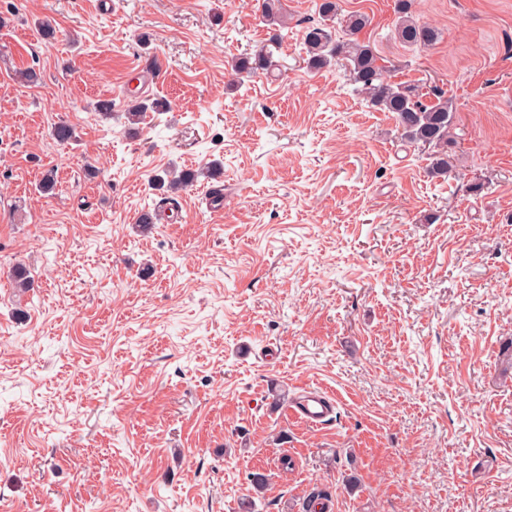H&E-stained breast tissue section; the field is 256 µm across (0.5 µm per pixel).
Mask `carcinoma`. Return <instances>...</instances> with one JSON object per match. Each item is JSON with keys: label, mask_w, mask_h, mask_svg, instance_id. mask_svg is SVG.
Listing matches in <instances>:
<instances>
[{"label": "carcinoma", "mask_w": 512, "mask_h": 512, "mask_svg": "<svg viewBox=\"0 0 512 512\" xmlns=\"http://www.w3.org/2000/svg\"><path fill=\"white\" fill-rule=\"evenodd\" d=\"M411 8L412 0H395L396 39L408 47L435 45L440 38L439 31L417 23ZM261 12L266 22L276 27L275 41L283 39L282 31L287 29V17L282 11L281 0H262ZM318 12L323 23L306 27L301 35V45L308 56L310 68L319 69L334 62H343L357 94L370 107L393 113L402 138L435 149L429 173L435 177H446L452 173L448 142L453 136L455 123L456 108L453 103L441 91L434 93L433 101L425 102L412 88L389 81L386 67L378 64L374 46L359 38L361 31L369 24L366 14L351 12L343 15L338 0H320ZM271 67L273 52L265 47L260 49L253 61L248 57H239L232 63L236 75ZM169 107L170 104L165 101L148 104L136 99L128 105L126 115L128 120L135 122L150 108L160 112ZM196 179L197 174L190 170H172L156 176L155 183L168 193H176L191 187Z\"/></svg>", "instance_id": "cac0c4a2"}]
</instances>
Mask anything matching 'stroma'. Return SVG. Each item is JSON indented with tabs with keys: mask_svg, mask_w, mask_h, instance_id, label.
I'll return each instance as SVG.
<instances>
[{
	"mask_svg": "<svg viewBox=\"0 0 512 512\" xmlns=\"http://www.w3.org/2000/svg\"><path fill=\"white\" fill-rule=\"evenodd\" d=\"M317 2L282 0L274 45L256 0H0V512H303L316 486L512 512V0H414L429 48L394 0H340L392 82L453 102L448 179L308 67ZM134 96L171 109L128 123ZM173 167L199 173L178 220L138 227ZM304 386L337 395L328 426L289 421ZM412 0H395L394 12L397 15L394 34L398 41L408 47H429L440 38L439 31L429 25L417 23L411 12ZM250 59L251 58L249 57H239L233 61L232 70L234 74H248L257 68L269 70L271 67L276 66V64H273V52L271 50H267L265 47H262L260 51L255 55V60L253 63H251Z\"/></svg>",
	"mask_w": 512,
	"mask_h": 512,
	"instance_id": "obj_1",
	"label": "stroma"
}]
</instances>
